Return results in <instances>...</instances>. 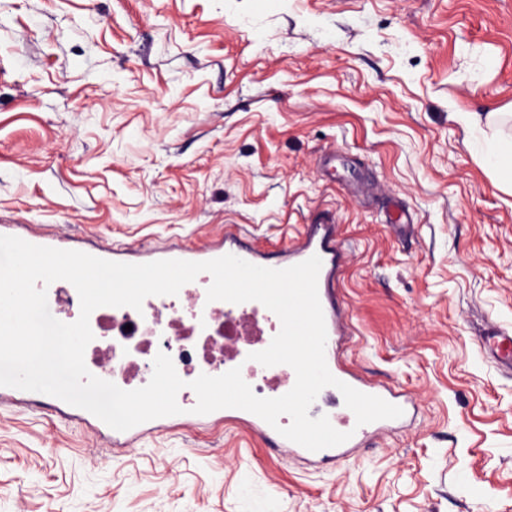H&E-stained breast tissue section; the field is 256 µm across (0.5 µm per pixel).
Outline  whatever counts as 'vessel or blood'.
Listing matches in <instances>:
<instances>
[{
	"label": "vessel or blood",
	"instance_id": "vessel-or-blood-1",
	"mask_svg": "<svg viewBox=\"0 0 512 512\" xmlns=\"http://www.w3.org/2000/svg\"><path fill=\"white\" fill-rule=\"evenodd\" d=\"M227 254L235 255L258 266L273 269H285L299 264L311 256H319L322 266L317 286L327 332L325 358L330 373L360 392L380 397L399 406L402 410L410 409L413 399L406 392L364 379L335 359L336 340L338 337L349 335L350 324L348 313L341 306L337 296L336 282L345 266L347 255L334 220L307 225L305 232L298 239L290 241L277 256H270L255 250L228 232L225 233L223 241L205 249L193 251L180 246H172L164 250L163 257L167 260L197 262L216 259ZM483 347L496 362L512 367L511 332L501 329L494 330L491 336L485 337ZM213 416L217 419L244 423L261 437L269 440L273 447L286 449L290 455L301 460L334 466L347 461L366 439L397 425L396 420L382 419L360 426L357 425L353 412H336L330 414L329 420L335 429L348 433V440L341 445L313 452L282 437L262 418L251 412L226 408L214 411Z\"/></svg>",
	"mask_w": 512,
	"mask_h": 512
}]
</instances>
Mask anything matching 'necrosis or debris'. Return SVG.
<instances>
[{
    "mask_svg": "<svg viewBox=\"0 0 512 512\" xmlns=\"http://www.w3.org/2000/svg\"><path fill=\"white\" fill-rule=\"evenodd\" d=\"M179 295L178 304L167 307L98 308L90 318L94 338L85 350L87 367L121 389H137L149 381L141 370L148 356L165 353L184 375H200L222 368L241 343L262 342L258 320L225 319L220 306L212 309L205 327H197L181 311L197 303L196 289H180Z\"/></svg>",
    "mask_w": 512,
    "mask_h": 512,
    "instance_id": "1",
    "label": "necrosis or debris"
}]
</instances>
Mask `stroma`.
I'll return each instance as SVG.
<instances>
[{
    "instance_id": "obj_1",
    "label": "stroma",
    "mask_w": 512,
    "mask_h": 512,
    "mask_svg": "<svg viewBox=\"0 0 512 512\" xmlns=\"http://www.w3.org/2000/svg\"><path fill=\"white\" fill-rule=\"evenodd\" d=\"M456 112L512 113V0H0V235L273 254L334 218L345 361L418 406L334 467L0 398V512H512V193ZM484 349L498 363L512 369V333L495 329L491 336H484Z\"/></svg>"
}]
</instances>
